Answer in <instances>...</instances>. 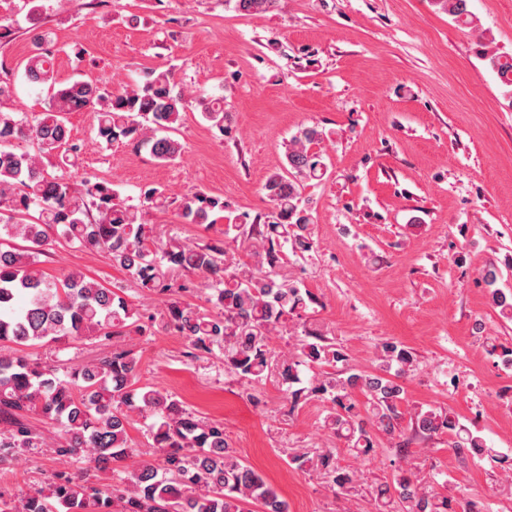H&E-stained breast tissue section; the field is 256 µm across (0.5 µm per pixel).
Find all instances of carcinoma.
Wrapping results in <instances>:
<instances>
[{
  "label": "carcinoma",
  "instance_id": "1",
  "mask_svg": "<svg viewBox=\"0 0 512 512\" xmlns=\"http://www.w3.org/2000/svg\"><path fill=\"white\" fill-rule=\"evenodd\" d=\"M232 2L237 12L257 15L277 0ZM436 5L465 25L473 22L467 0H436ZM33 41L36 51L23 76L29 83L53 86L50 36L40 33ZM489 64L501 83L512 88V56L494 55ZM11 93L10 82L0 79V210L8 212L0 221V464L13 460L18 448L41 446L21 420L23 412L35 411L58 426L57 452L84 467L77 474L53 475L46 486L19 501L0 492V512H288L264 474L228 442L223 423L196 417L162 387L140 384L141 358L134 349L115 348L69 368L63 377L24 354L26 347L62 338L145 332L140 313L116 290L79 272L52 280L43 275L37 257L49 244L50 229L61 231L72 244L108 253L140 290L167 297L162 328L187 341V356L218 353L225 369L250 383L273 376L293 407L309 400L327 404L323 427L351 453L370 454L379 435L402 437L406 398L400 378L415 361L408 347L392 339L380 342L371 371L352 367L345 349L319 324L303 327L296 355L272 347L288 317L300 315L314 301L308 289L281 270L288 254L303 257L315 250V208L302 187L328 174L323 154L313 149L323 139L322 130L305 127L289 141L286 164L263 186L270 209L257 215L249 229L224 224L205 243L163 240L148 217L169 206L164 190L149 188L139 204L130 205L109 181L48 171L52 159L75 157L80 151L71 138L68 115L94 112L100 142L145 145L156 160L170 163L181 156L182 145L171 133L187 109L199 108L223 132L230 120L223 100L175 93L169 72L155 69L144 71L132 89L122 92L75 80L52 91L32 120L4 110ZM16 140L35 143L38 152L16 151ZM228 207L220 196L195 191L182 198L178 217L214 229V215ZM33 208L38 216L32 219ZM234 244L243 246L253 262L237 259ZM186 274L205 278L206 305L177 297L189 289L177 281ZM498 278L494 265L484 269L493 305L512 321V293L496 287ZM303 364L322 373L305 381ZM135 414L152 419L148 433L157 461L139 462L111 485L90 481V473L133 457L128 427ZM410 423L423 438L455 435L452 448L459 456L491 453L450 411L420 408L410 414ZM288 464L326 477L333 491H359L355 474L342 467L334 448L314 454L299 449L288 456ZM374 506L376 512H481L476 501L456 510L448 497L406 473L377 487Z\"/></svg>",
  "mask_w": 512,
  "mask_h": 512
}]
</instances>
